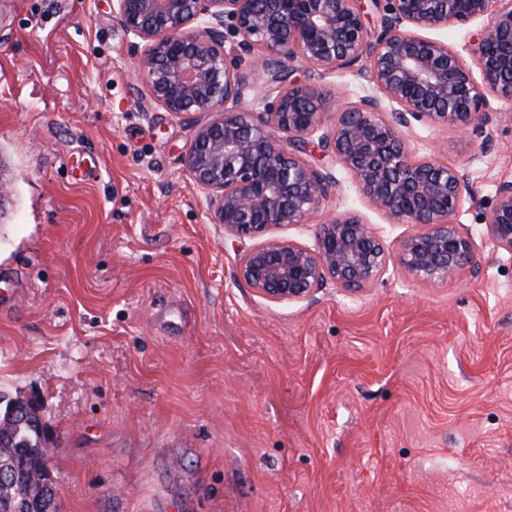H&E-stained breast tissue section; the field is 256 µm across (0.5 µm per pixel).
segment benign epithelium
Segmentation results:
<instances>
[{
    "mask_svg": "<svg viewBox=\"0 0 512 512\" xmlns=\"http://www.w3.org/2000/svg\"><path fill=\"white\" fill-rule=\"evenodd\" d=\"M491 2L387 0L374 31L362 0H112V14L140 50L152 101L194 128L184 165L206 194L208 223L226 238L258 241L240 257L237 279L282 302L305 299L329 279L365 288L391 262L424 281H451L475 261L473 238L455 223L471 195L465 173L413 159L403 130L449 124L478 138L500 118L489 98L512 104V0L493 13ZM474 22L475 70L427 36ZM229 36L255 57L252 67L226 53ZM361 61L377 95L341 112L327 90L293 78L298 62L333 72ZM325 114L335 116L328 128ZM316 149L389 223L422 231L394 257L353 213L317 225L314 249L270 236L307 223L336 185L331 170L306 160ZM484 224L512 254V181L497 187Z\"/></svg>",
    "mask_w": 512,
    "mask_h": 512,
    "instance_id": "obj_1",
    "label": "benign epithelium"
}]
</instances>
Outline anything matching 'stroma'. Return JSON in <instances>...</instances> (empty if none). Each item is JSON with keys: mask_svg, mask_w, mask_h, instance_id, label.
<instances>
[{"mask_svg": "<svg viewBox=\"0 0 512 512\" xmlns=\"http://www.w3.org/2000/svg\"><path fill=\"white\" fill-rule=\"evenodd\" d=\"M295 78L337 110L365 64ZM485 142L414 124L464 169L477 246L451 281L391 264L273 303L251 241L208 223L188 125L155 105L112 0H0V387L46 402L58 512H512V254L483 219L512 180L507 104ZM323 214L389 224L352 177Z\"/></svg>", "mask_w": 512, "mask_h": 512, "instance_id": "stroma-1", "label": "stroma"}]
</instances>
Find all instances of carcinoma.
I'll return each instance as SVG.
<instances>
[{
    "mask_svg": "<svg viewBox=\"0 0 512 512\" xmlns=\"http://www.w3.org/2000/svg\"><path fill=\"white\" fill-rule=\"evenodd\" d=\"M25 397L0 390V512H57L47 506L48 435L31 427Z\"/></svg>",
    "mask_w": 512,
    "mask_h": 512,
    "instance_id": "cac0c4a2",
    "label": "carcinoma"
}]
</instances>
